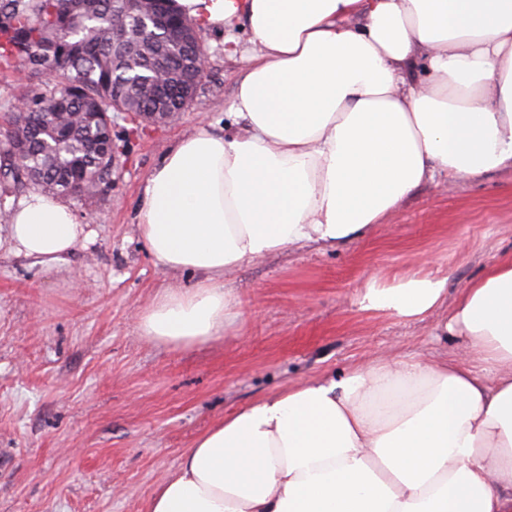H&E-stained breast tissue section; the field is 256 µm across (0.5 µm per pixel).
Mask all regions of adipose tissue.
<instances>
[{"label": "adipose tissue", "mask_w": 512, "mask_h": 512, "mask_svg": "<svg viewBox=\"0 0 512 512\" xmlns=\"http://www.w3.org/2000/svg\"><path fill=\"white\" fill-rule=\"evenodd\" d=\"M201 28L243 19L238 128L202 124L144 185L154 265L198 274L138 317L174 347L222 339L226 272L386 223L436 175L512 169V0H176ZM95 236L61 200L13 207L10 252L63 268ZM448 272L369 282L365 312L431 321L440 361L369 360L202 433L145 512H512V256L445 299Z\"/></svg>", "instance_id": "adipose-tissue-1"}]
</instances>
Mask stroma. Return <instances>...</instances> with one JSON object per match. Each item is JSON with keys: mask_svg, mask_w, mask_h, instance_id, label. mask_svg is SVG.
<instances>
[{"mask_svg": "<svg viewBox=\"0 0 512 512\" xmlns=\"http://www.w3.org/2000/svg\"><path fill=\"white\" fill-rule=\"evenodd\" d=\"M247 42L237 21L204 33L206 75L175 123L112 122V180L69 199L93 242L68 269L0 248V512H143L195 439L232 410L374 356L456 351L429 323L360 311L371 279L448 265L449 294L492 257L512 254V169L483 180L426 183L389 223L332 252L294 246L225 277L241 317L223 339L174 348L141 336L137 316L167 286L195 275L156 268L134 216L154 165L198 123L232 127Z\"/></svg>", "mask_w": 512, "mask_h": 512, "instance_id": "stroma-1", "label": "stroma"}]
</instances>
